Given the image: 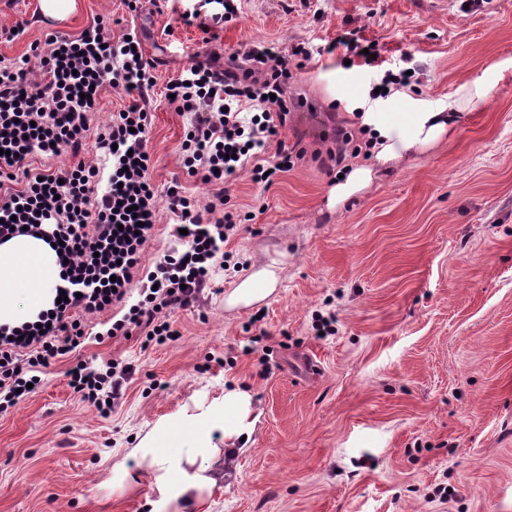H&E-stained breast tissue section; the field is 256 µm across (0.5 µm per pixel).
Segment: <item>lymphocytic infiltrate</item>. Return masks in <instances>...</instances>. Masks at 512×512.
<instances>
[{
	"label": "lymphocytic infiltrate",
	"mask_w": 512,
	"mask_h": 512,
	"mask_svg": "<svg viewBox=\"0 0 512 512\" xmlns=\"http://www.w3.org/2000/svg\"><path fill=\"white\" fill-rule=\"evenodd\" d=\"M140 44L135 35L113 37L109 21L100 18L74 37L48 33L28 54L0 67V243L24 229L60 246L66 260L64 302L36 322L0 327V415L40 386L56 358L75 351L84 332L73 312L100 313L125 301L161 208L184 228V249L148 273L140 300L108 330L112 337L143 330L147 346L172 341L171 313L210 287L216 263L232 259L224 244L244 217L228 210L222 184L247 168L255 183L268 186L294 167L292 153L277 140L294 107L288 87L312 54L302 45L286 50L261 43L232 53L227 69L196 62L168 82L171 106L190 116L183 166L219 190L204 206L177 184L158 198L147 149L154 77L148 60L135 53ZM36 69L38 81L31 77ZM108 83L124 88L129 101L94 130L90 114ZM90 138L112 161L106 182L91 164H31L65 151L79 155ZM270 150L274 162L261 164ZM68 375L82 401L101 414L123 395L126 374L116 363L80 359Z\"/></svg>",
	"instance_id": "obj_1"
}]
</instances>
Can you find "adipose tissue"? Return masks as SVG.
<instances>
[{"label":"adipose tissue","instance_id":"obj_1","mask_svg":"<svg viewBox=\"0 0 512 512\" xmlns=\"http://www.w3.org/2000/svg\"><path fill=\"white\" fill-rule=\"evenodd\" d=\"M455 119L454 113L425 111L409 113L405 122H398L384 112L364 113L361 124L376 137L373 149L378 165H398L415 158L423 150L437 145L447 134ZM60 262L56 251L44 240L18 235L0 245V325L19 326L36 321L40 312L51 309L55 288L60 281ZM280 269L265 263L244 279L228 298L229 305L249 306L263 301L275 288ZM257 417L252 397L246 390L226 389L197 414H182L160 422L147 434L141 445L145 448H195L204 451L203 460L180 456L158 457V464L170 470L197 466L193 480L181 483L177 497L191 499L203 486H215L216 476L226 460L232 459L243 439L249 438ZM224 442L223 455L213 454L214 436Z\"/></svg>","mask_w":512,"mask_h":512}]
</instances>
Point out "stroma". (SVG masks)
<instances>
[{"mask_svg": "<svg viewBox=\"0 0 512 512\" xmlns=\"http://www.w3.org/2000/svg\"><path fill=\"white\" fill-rule=\"evenodd\" d=\"M197 0H76L62 34L98 16L112 33L136 30L153 64L149 149L159 194L173 183L213 201L216 185L186 175L187 116L164 98L195 61L223 64L267 41L304 44L312 59L281 132L304 157L271 186L241 172L230 203L254 218L224 244L240 271L216 268L210 289L171 319L176 341L142 348L140 331L108 338L112 311L84 318V357L130 367L109 416L80 402L67 361L0 416V512H512V0H237L236 21L213 41L181 24ZM0 62L22 56L48 26L40 0H0ZM373 41L393 71L415 69L417 91L370 100L381 72L338 64L324 45L345 32ZM490 93L462 104L447 136L329 207L336 173L327 150L355 108H447L463 85ZM338 111H331V104ZM176 218L161 210L142 273L181 251ZM284 271L262 302L227 308L230 292L269 259ZM334 317L333 334L316 330ZM263 335L269 374L244 354ZM247 390L254 433L213 488L171 497L184 476L150 467L135 449L184 407L208 406L227 387Z\"/></svg>", "mask_w": 512, "mask_h": 512, "instance_id": "1", "label": "stroma"}]
</instances>
